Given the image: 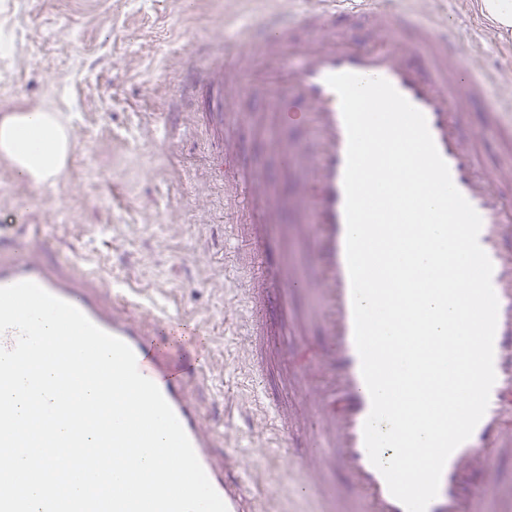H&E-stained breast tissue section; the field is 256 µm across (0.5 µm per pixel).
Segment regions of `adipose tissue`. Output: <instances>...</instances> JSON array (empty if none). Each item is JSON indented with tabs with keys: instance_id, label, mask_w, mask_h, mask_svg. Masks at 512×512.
Wrapping results in <instances>:
<instances>
[{
	"instance_id": "obj_1",
	"label": "adipose tissue",
	"mask_w": 512,
	"mask_h": 512,
	"mask_svg": "<svg viewBox=\"0 0 512 512\" xmlns=\"http://www.w3.org/2000/svg\"><path fill=\"white\" fill-rule=\"evenodd\" d=\"M70 147L59 110L14 112L0 118V157L33 183L58 181L65 173Z\"/></svg>"
}]
</instances>
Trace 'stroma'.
I'll return each instance as SVG.
<instances>
[{"label": "stroma", "mask_w": 512, "mask_h": 512, "mask_svg": "<svg viewBox=\"0 0 512 512\" xmlns=\"http://www.w3.org/2000/svg\"><path fill=\"white\" fill-rule=\"evenodd\" d=\"M279 0H0V115L60 108L72 152L53 185L21 180L0 157V225H45L51 244L188 319L206 343L207 420L256 493L287 501L288 450L271 444L253 413L246 368L248 265L224 237L253 221L233 204L209 163L203 104L176 108V75L200 43L239 51L235 27L258 23ZM262 94L225 96L238 154L260 177L278 166L267 138L246 122ZM258 256L276 267L294 257L313 268V241L285 244L269 226Z\"/></svg>", "instance_id": "1"}]
</instances>
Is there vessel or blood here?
Wrapping results in <instances>:
<instances>
[{"label": "vessel or blood", "instance_id": "vessel-or-blood-1", "mask_svg": "<svg viewBox=\"0 0 512 512\" xmlns=\"http://www.w3.org/2000/svg\"><path fill=\"white\" fill-rule=\"evenodd\" d=\"M412 24L404 38L392 37V9L381 0H286L276 20L247 37L252 64L246 79L262 82L275 95L272 108L250 115L261 131L287 123L290 115L314 128V143L272 140L290 183L287 197L273 195L250 168H243L239 190L254 202L266 224L280 223L282 207L295 219L287 239H301L309 226L318 230L319 265L315 278L306 277L292 263L276 271L254 268L248 299L253 308L276 303L287 308L292 291L311 290L313 308L292 316L288 330L262 338L261 328L247 327L252 338V377L282 362L279 342L301 335L308 323L323 334L313 358H291L283 386L305 395V405L260 398L270 426L287 439L293 425H301L306 440L300 454L288 463L295 485L293 496L303 501L301 512H405L392 496L380 471L367 455L363 425L371 398L361 374L354 343L351 283L346 261L345 191L347 131L340 100L327 84L328 75L351 72L382 77L426 117L436 147L447 163L453 183L482 219L479 243L493 264L492 284L499 300L494 340L496 381L487 410L471 437L448 458L439 492L427 512H483L473 487L474 478L495 479L496 459L512 456V163L490 175L483 169L475 140L460 129L470 101L485 98L486 119L500 133V147L512 159V102L490 98L488 90L502 71L485 70L474 53H461L464 34L456 17L430 8L426 0H396ZM304 15L309 41L297 46L292 29L296 15ZM367 15L378 40L356 49L330 38V29ZM36 224L0 225V286L24 280L38 283L71 303L96 326L123 340L133 350L141 374L160 389L190 439L210 482L228 512H268L263 498L252 496L239 465L225 451L224 432L210 424L198 393L207 375L192 345L175 343L183 324L165 306L142 299L133 289L105 277L90 265L46 258L35 245ZM335 456H327V449ZM336 467L349 476L358 491L350 499L322 486L325 470Z\"/></svg>", "mask_w": 512, "mask_h": 512}]
</instances>
